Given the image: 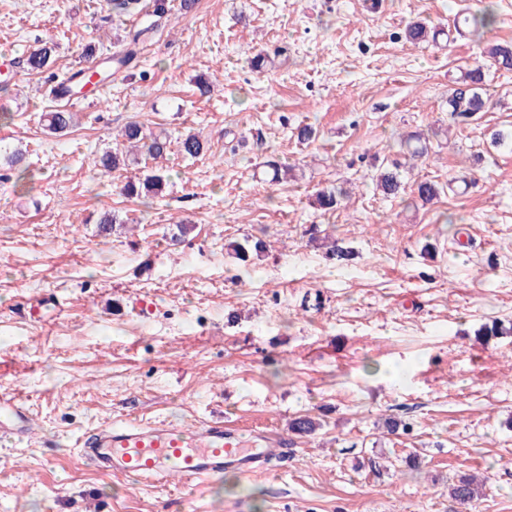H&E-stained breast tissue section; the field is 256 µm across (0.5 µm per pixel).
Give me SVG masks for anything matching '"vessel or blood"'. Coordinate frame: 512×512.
Returning a JSON list of instances; mask_svg holds the SVG:
<instances>
[{
    "instance_id": "obj_1",
    "label": "vessel or blood",
    "mask_w": 512,
    "mask_h": 512,
    "mask_svg": "<svg viewBox=\"0 0 512 512\" xmlns=\"http://www.w3.org/2000/svg\"><path fill=\"white\" fill-rule=\"evenodd\" d=\"M29 434L24 401L0 393V436L22 440ZM83 458L101 470H118L146 481L179 474L185 481L210 480L232 471L244 478L265 474L272 459L288 449L287 439L259 437L245 443L217 417L187 429L166 420L106 424L78 438Z\"/></svg>"
}]
</instances>
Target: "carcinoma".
I'll return each instance as SVG.
<instances>
[{"label": "carcinoma", "mask_w": 512, "mask_h": 512, "mask_svg": "<svg viewBox=\"0 0 512 512\" xmlns=\"http://www.w3.org/2000/svg\"><path fill=\"white\" fill-rule=\"evenodd\" d=\"M107 5L112 15L124 19L137 15L142 10L141 0H107ZM495 22V14L492 8H487L480 13L472 15L465 21L463 30L475 40H480L485 30ZM152 28L147 26L133 29L125 36V48L112 56V63L116 69H128L138 55V49L148 38ZM431 30L423 22H411L404 30L405 41L419 44L429 40ZM53 47L43 42L41 46L33 49L26 59V69L30 72L43 73L48 69L52 57ZM495 68L497 70H512V47L495 45L485 52V62L467 70L461 76L462 87L451 90L448 94V115L452 121L466 120L473 115L484 111L485 100L482 96V86L485 80V70ZM48 79L55 84L47 89L48 94L57 96L60 92H70L81 89L89 79V74L78 71L59 80L51 74ZM47 127L54 133H62L68 130L74 122V113L62 110L49 112L44 116ZM118 136L125 143V151L106 152L99 158V164L106 170H117L126 165L127 156L146 149V154L151 159H159L165 156L171 145V140L163 134H146L143 127L137 123L125 125ZM180 151L190 157H198L207 152L206 143L198 136L188 135L180 141ZM400 164L393 163V169H386L379 175L378 187L386 196H398L403 190L399 174ZM165 176L155 170L138 181L126 182L121 191L130 198L155 197L164 189ZM343 191L333 189L323 191L316 196V204L324 211H335L339 205ZM236 258L246 263L254 256L259 257L266 251V243L262 239H244V242H232L229 244ZM479 494V485L473 478H462L450 488V496L459 502L473 500Z\"/></svg>", "instance_id": "obj_1"}]
</instances>
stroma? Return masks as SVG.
I'll list each match as a JSON object with an SVG mask.
<instances>
[{
    "instance_id": "1",
    "label": "stroma",
    "mask_w": 512,
    "mask_h": 512,
    "mask_svg": "<svg viewBox=\"0 0 512 512\" xmlns=\"http://www.w3.org/2000/svg\"><path fill=\"white\" fill-rule=\"evenodd\" d=\"M488 4L480 41L403 38ZM148 18L112 19L104 0H0V63L47 41L63 77ZM494 44L512 45V0H196L79 102L46 97L42 73L0 87V392L50 442L0 440V512H512V334H476L512 322V149L491 144L512 127V72L489 73L474 120L448 117L449 90ZM59 108L77 124L53 134L41 115ZM130 122L209 150H172L162 195L126 198L145 165L98 159ZM414 131L431 150L410 162L397 142ZM271 159L287 181L270 182ZM394 161L410 168L387 198L376 178ZM423 180L439 187L425 205ZM332 187L349 196L328 213L314 200ZM105 211L120 223L104 237ZM248 236L268 249L246 269L228 244ZM48 292L63 313L30 317ZM215 416L293 448L264 475L190 490L100 473L75 446L107 421ZM301 416L313 434H291ZM465 475L486 483L462 504L448 487Z\"/></svg>"
}]
</instances>
